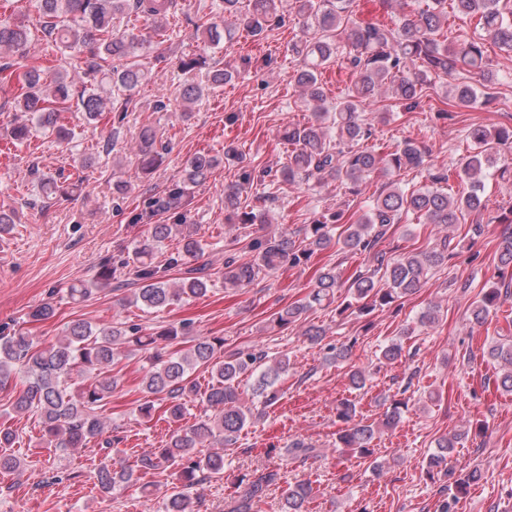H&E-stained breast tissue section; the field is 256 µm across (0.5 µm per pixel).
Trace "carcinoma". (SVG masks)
Wrapping results in <instances>:
<instances>
[{
	"mask_svg": "<svg viewBox=\"0 0 512 512\" xmlns=\"http://www.w3.org/2000/svg\"><path fill=\"white\" fill-rule=\"evenodd\" d=\"M501 0H427L425 6L399 15L396 27L383 23H361L351 17L353 0H295V9L303 19L301 35L288 45L296 61L293 82L311 118L304 124L285 125L281 139L288 145V162L280 174L268 170L246 171L242 182L224 188V206L236 209L241 204L245 185L271 178V186L280 183L318 184L340 182L355 194L367 178L384 177L404 169L424 168L423 186L403 190L387 181L373 194L370 204L350 224L341 223L342 214L333 215L332 223L319 219L304 227L303 236L288 233L263 234L251 239V261L234 257L224 259V287L242 288L260 275L284 264L295 266L316 249L335 245L343 252L365 253L372 265L359 270L348 283L350 299L342 311H368L415 293L430 272L448 263L454 256L451 240L443 237L436 246L407 252L391 258L378 249L394 225L411 215L424 224H441L446 228L462 223L465 216L484 208V180L494 175L502 160V151L512 149V128L491 131L484 127L468 130L473 154L467 156L459 177L469 181L471 191L465 195L448 192V168L426 163V150L413 140L404 141L393 152L382 155L363 143L374 135L372 124L361 115L362 105L377 98H389L411 110L422 97L424 85L433 77L448 78V100L458 109H471L479 101L476 88L456 81L461 69L479 74L485 83L493 82L487 63V47L480 39L450 40L444 35L448 13L476 15L479 24L494 40L499 50L512 56V10L500 7ZM283 0H218V11L203 16L196 24L203 40L212 38L214 19L243 16L246 29L253 37L262 35L267 23L281 20ZM173 0H37V23L54 51L68 57V68H52L41 58L28 56L33 31L24 17L0 19V58L6 70H19L15 110L25 119L11 130L12 144L29 141L33 129L55 133L61 142L74 138L72 130L60 125V113L71 108L84 114L87 122H96L106 112H126L130 98L122 100L101 94L105 84L122 92H133L145 83L151 71L147 59L155 53L163 56L164 25ZM135 11L145 22L119 31L113 20ZM346 50L353 82L345 97L326 107L322 86L323 69L336 62L340 50ZM81 73L85 80L77 83L68 70ZM207 89L188 82L182 86L181 99L187 105L200 101ZM135 150L142 169L155 163L156 132L146 126L137 136ZM235 156L231 149L224 158ZM222 158V159H224ZM222 159L208 152H198L184 163L181 178L168 189L163 207H176L188 191L206 181ZM174 224H152L147 238L135 244L124 261L132 267L135 288L130 303L147 313H158L182 300L206 295L211 273L204 266H191L201 246L188 229L178 230L182 247L166 263L153 261L155 249L172 238ZM185 267L184 276L174 279L169 271ZM498 278L502 287L487 288L472 303L470 323L483 325L490 312L497 309L502 294H512V234L503 238L498 254ZM386 276L387 287H378L375 277ZM112 282V266L104 264L96 278L67 289L74 301H83L93 292ZM336 268L323 271L317 285L301 302L286 305L269 318L270 326L281 328L298 322L306 312L331 303L335 290L342 287ZM178 338L170 328L155 334H140L138 325L116 322L92 327L86 322L71 323L56 343L37 347L23 332L0 337V389L9 387L15 375L24 378V387L11 402L13 412L39 416L42 443L48 448H83L104 430L103 412L112 393L120 385L121 361L135 350H149L161 342ZM488 356L499 365L497 388L512 394V336H499L488 348ZM209 374L206 387L194 378L197 370ZM288 355L270 357L263 349H238L224 355V337L197 336L189 348L168 357L156 352L149 357L143 382V397L136 412L148 419L154 400L169 401V422L176 426L168 439L142 453L136 468L102 465L97 469L99 489L109 492L133 480L134 471L168 472L175 480L174 490L165 498L162 512H196L194 491L213 478L224 474V451L200 453L206 443L222 442L228 446L239 439L251 420L262 416L284 394L288 380ZM255 378L253 397L260 408L244 405L240 383L242 377ZM199 400L204 409L190 426L180 422L188 403ZM405 404L392 400L378 424L357 419L356 404L348 399L336 405V416L344 423L336 444L360 457L372 460V469L382 464L373 460L372 442L380 429H393L401 421ZM469 433L465 428L437 441L438 451L431 455L424 474L433 480L448 475V455ZM482 477L474 468L455 480L457 492ZM282 486V512H308L314 488L305 480L288 482L280 469L264 467L237 479L236 496L231 512H252L253 502L271 486Z\"/></svg>",
	"mask_w": 512,
	"mask_h": 512,
	"instance_id": "obj_1",
	"label": "carcinoma"
}]
</instances>
